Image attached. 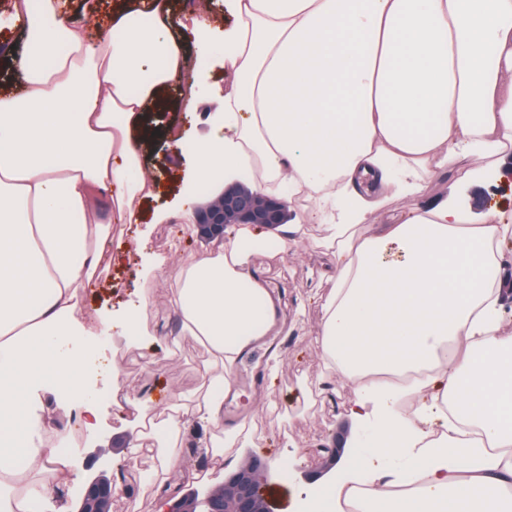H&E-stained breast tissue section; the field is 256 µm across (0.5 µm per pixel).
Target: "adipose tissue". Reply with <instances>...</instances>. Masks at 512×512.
I'll return each mask as SVG.
<instances>
[{
	"label": "adipose tissue",
	"instance_id": "ef3b65f1",
	"mask_svg": "<svg viewBox=\"0 0 512 512\" xmlns=\"http://www.w3.org/2000/svg\"><path fill=\"white\" fill-rule=\"evenodd\" d=\"M223 115L192 143L195 180L245 183L293 205L279 234L234 224L216 253L179 265L172 306L210 355L205 391L172 399L168 427L224 420L245 349L267 335L277 297L251 278L275 241L296 253L309 224L331 230L334 286L316 345L346 382L364 446L308 512L364 491V512H512V334L503 325L512 223L447 200L439 175L512 183V0H224ZM60 0H12L22 39L0 67V512H28L64 482L48 439L53 386L82 383L77 343L93 326L82 293L107 270L112 225L140 224L149 120L195 68L170 29V0L112 14L98 38ZM393 223L358 228L389 196ZM28 468H13L17 458ZM408 486V494L397 486ZM460 192L458 183L456 182L455 176H448L443 174L442 176L433 180L429 185L426 194L425 201L437 199V198H454Z\"/></svg>",
	"mask_w": 512,
	"mask_h": 512
}]
</instances>
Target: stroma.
<instances>
[{"instance_id":"1","label":"stroma","mask_w":512,"mask_h":512,"mask_svg":"<svg viewBox=\"0 0 512 512\" xmlns=\"http://www.w3.org/2000/svg\"><path fill=\"white\" fill-rule=\"evenodd\" d=\"M209 15L214 33L198 59L203 77L195 106L183 125L186 136L193 140L206 135L223 103L224 0H211ZM141 154L144 166L160 186L150 209L172 206L184 192L183 180L195 165L194 157L155 143L144 146ZM112 233L111 268L83 293L87 317L95 323L111 319L118 310L136 305L144 294L150 300L148 317L133 336L111 328L100 350L93 397L103 412L102 427L94 435L80 433L70 450L67 464L79 481L56 495L55 502L63 512H76L84 483L100 475L113 477L118 459L137 442L135 430L141 420L114 411L110 402L114 386L143 395L148 416L163 420L171 394L191 397L207 381V356L202 348L178 338L180 319L169 302L173 281L150 275L140 256L146 253L165 265H178L217 252L218 242L201 237L196 225L175 218L160 224H116ZM328 234L327 225H306L303 246L296 254L262 255L253 260L271 287L284 292V326L274 340L283 358L273 378L258 386L239 387L236 399L225 400V429L240 424L246 428L235 448L224 455L218 468H210L211 457L204 448L222 444L223 431L186 424L170 448L179 458L178 466L164 473L157 459L146 457L137 467L127 468L128 491L113 499L111 512H151L160 482H167L177 500L189 490L223 484L225 477L255 457L270 462L268 481L282 490L271 512H294L291 490L300 488L314 494L341 477L353 458L355 435L344 415L352 393L338 381L333 393H326L324 366L315 343L322 305L333 286L322 248ZM140 245L145 248L141 254L136 251ZM336 439L341 440L344 454L340 465L328 470L322 449Z\"/></svg>"}]
</instances>
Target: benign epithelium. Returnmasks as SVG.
Wrapping results in <instances>:
<instances>
[{
	"label": "benign epithelium",
	"instance_id": "benign-epithelium-1",
	"mask_svg": "<svg viewBox=\"0 0 512 512\" xmlns=\"http://www.w3.org/2000/svg\"><path fill=\"white\" fill-rule=\"evenodd\" d=\"M285 201L259 195L241 183L224 188L196 211L200 233L224 240V229L232 224H262L275 230L287 223ZM270 465L258 458L230 475L224 484L199 495L195 492L170 505L169 512H264L255 485L265 478ZM115 481L97 478L86 484L78 512H110Z\"/></svg>",
	"mask_w": 512,
	"mask_h": 512
}]
</instances>
